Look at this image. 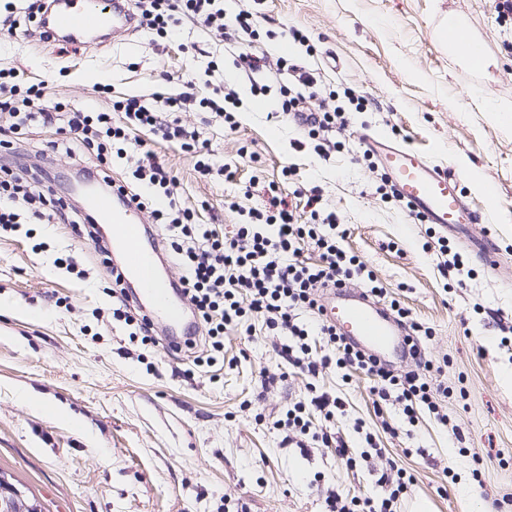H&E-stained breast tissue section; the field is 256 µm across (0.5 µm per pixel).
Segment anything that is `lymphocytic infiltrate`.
<instances>
[{"label":"lymphocytic infiltrate","mask_w":512,"mask_h":512,"mask_svg":"<svg viewBox=\"0 0 512 512\" xmlns=\"http://www.w3.org/2000/svg\"><path fill=\"white\" fill-rule=\"evenodd\" d=\"M135 15L141 27L161 39L172 38L185 18L202 21L220 33L252 28L249 13L227 15L224 0H135ZM296 81L299 92L285 93L279 114L306 111L313 115L312 127L329 130L345 126L344 111L326 102L309 73L298 72ZM238 103L236 91L228 87L220 98H199L188 91L167 97L133 95L114 101L111 111L92 112L65 107L55 102L45 87L25 84L16 72L0 69V115L5 116L12 133L21 134L34 124L60 125L66 144L95 157L96 163L86 168V175L94 178L104 192L147 211L153 223L163 229L168 260L182 271L179 287L203 331L201 337L186 345L200 372H208L223 358L227 331L248 336L259 321L269 335L285 337L282 353L295 372L313 378L332 365L352 369L372 380L375 406L396 401L410 424L420 407L427 408L438 421H447L448 416L437 401L438 396L447 395V388L432 384L420 374L421 369L431 366L422 345L429 328L414 321L410 308L389 297L367 263L344 248L346 232L337 224L335 214L323 210L317 188L307 191L304 215H297L285 198L275 195L267 211L252 212L249 223L238 225L235 233L227 236L210 225L194 223L192 211L179 201L175 177L154 151L141 152L132 145L133 132L149 131L161 141L180 144L183 150L193 153L198 172L210 175L213 166L207 141L187 131L175 115L194 107L214 113L232 129L238 124ZM116 112L122 115L117 122L112 119ZM117 159L123 160L130 171L127 181L114 180L110 175ZM25 217L39 224L63 221L83 225L96 251L104 256L110 253L88 215L58 197L51 187L39 186L31 174L2 168L0 231L17 227ZM307 244L319 252V263L303 259L302 249ZM357 284L363 285L375 300L386 302L392 314L408 323L414 369L399 373L363 354L322 317L323 290ZM312 335L332 346L335 357H314L308 343ZM342 407L339 398L314 393L308 402L296 403L276 426L284 431L285 442L303 448L312 441L333 449L337 458L347 461L351 452L344 442L330 431L312 430L308 419L313 411L333 418ZM378 483L385 487V497L343 498L332 493L326 498L329 512H394V503L413 486L414 477L389 465L381 470Z\"/></svg>","instance_id":"lymphocytic-infiltrate-1"}]
</instances>
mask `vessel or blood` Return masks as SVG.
I'll return each instance as SVG.
<instances>
[{
  "label": "vessel or blood",
  "mask_w": 512,
  "mask_h": 512,
  "mask_svg": "<svg viewBox=\"0 0 512 512\" xmlns=\"http://www.w3.org/2000/svg\"><path fill=\"white\" fill-rule=\"evenodd\" d=\"M133 25L134 18L123 0H53L38 28L47 41L77 47L92 44L98 31L116 34ZM360 139L425 223L444 229L480 223L481 216L470 209L461 194L453 169L436 165L411 146L381 133H364ZM85 207L95 223L108 227L113 247L121 252L123 282L132 288L137 306L159 330L165 346H184L193 337V325L185 317L188 304L177 298L175 283L159 275V243L143 245L147 228L137 220L138 208L131 203L115 208L101 194L87 198ZM324 316L357 346L375 354L394 345L397 336L404 333L383 305L361 293L332 291Z\"/></svg>",
  "instance_id": "b4317fda"
}]
</instances>
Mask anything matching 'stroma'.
I'll return each instance as SVG.
<instances>
[{
  "label": "stroma",
  "instance_id": "stroma-1",
  "mask_svg": "<svg viewBox=\"0 0 512 512\" xmlns=\"http://www.w3.org/2000/svg\"><path fill=\"white\" fill-rule=\"evenodd\" d=\"M248 10L254 35L225 37L185 21L178 39L156 43L135 28L91 51L61 52L38 37L0 38V68L70 106L111 109L128 95L177 94L192 87L211 97L235 74L241 100L235 130L214 115L188 109L180 118L207 139L214 166L235 176L202 177L195 157L147 131L152 148L179 181L180 201L199 224L224 233L264 208V186L276 184L294 205L298 187H318L323 204L345 225V245L365 259L388 292L430 327L427 356L434 383L448 386L447 423L420 409L411 438L385 423L405 417L398 404L376 412L367 376L344 379L329 367L314 380L292 374L280 338L255 328L228 332L217 379L187 377L188 360L131 340L112 316L117 301L108 273L85 235L69 224H23L0 233V474L40 502L43 512H326L328 492L377 496L373 470L393 460L417 477L397 512L427 499L432 512H512V122L485 111L480 90L512 103V28L500 25L490 0H224L226 13ZM456 15L482 43L476 71L438 37ZM301 30L308 44L284 40ZM299 61L337 105L347 126L341 144L319 156L290 120L268 119L287 74L235 73L236 47ZM224 66L208 71L210 60ZM264 84L265 96L251 94ZM365 100L349 109L350 98ZM378 131L407 142L456 170L470 207L482 213L499 268L467 254L463 283L445 281L436 241L441 228L411 223L379 191L382 169L364 160L359 136ZM56 128L34 125L0 164L38 167L43 181L76 208L71 191L83 162L65 153ZM295 178H287L285 167ZM74 255L86 277L56 263ZM286 373L271 386L261 371ZM340 398L333 420L311 413L351 448L355 465L332 449L284 444L276 420L306 401L310 389ZM372 433L382 457L363 454Z\"/></svg>",
  "mask_w": 512,
  "mask_h": 512
}]
</instances>
